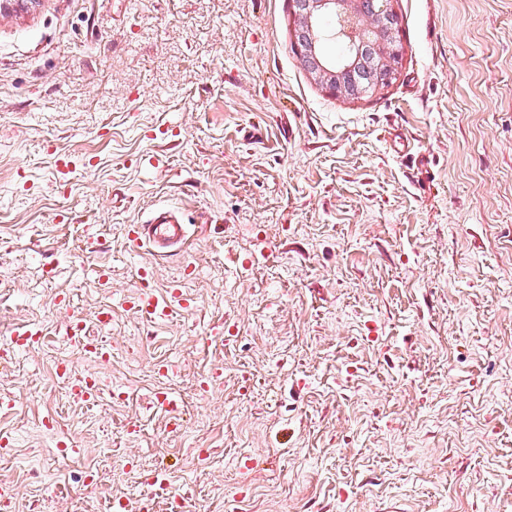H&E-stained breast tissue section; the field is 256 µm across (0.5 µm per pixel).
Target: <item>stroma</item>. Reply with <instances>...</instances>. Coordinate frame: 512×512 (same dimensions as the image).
<instances>
[{
    "label": "stroma",
    "instance_id": "35a3bbf8",
    "mask_svg": "<svg viewBox=\"0 0 512 512\" xmlns=\"http://www.w3.org/2000/svg\"><path fill=\"white\" fill-rule=\"evenodd\" d=\"M391 7L402 60L362 99L304 68L293 0L0 10V339L42 331L0 363V512H136L160 465L186 512H512V0ZM170 207L181 251H132ZM142 267L190 307L139 319ZM73 316L125 399L56 379ZM152 406L156 411L171 413L169 422L173 429L180 427L181 416L179 414V402L169 392H158L154 394Z\"/></svg>",
    "mask_w": 512,
    "mask_h": 512
}]
</instances>
